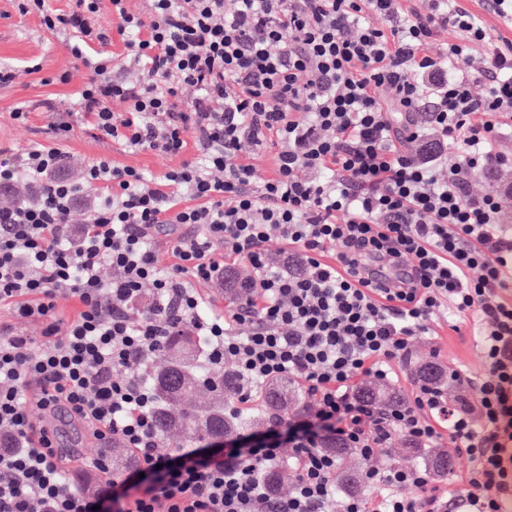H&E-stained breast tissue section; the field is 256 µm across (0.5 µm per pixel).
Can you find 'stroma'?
Returning a JSON list of instances; mask_svg holds the SVG:
<instances>
[{
  "label": "stroma",
  "mask_w": 512,
  "mask_h": 512,
  "mask_svg": "<svg viewBox=\"0 0 512 512\" xmlns=\"http://www.w3.org/2000/svg\"><path fill=\"white\" fill-rule=\"evenodd\" d=\"M68 40V33H52L42 27L38 16L20 14L12 0H0V65L17 73L13 84L0 86V168L12 167L24 149L48 143L49 126L60 122L72 126L68 136L58 143L64 154L60 174L71 180H80L85 167L101 157L152 175L180 166L182 159L178 156L162 157L95 138L85 121L76 115L74 95L86 71L69 54ZM65 71L71 75L70 82H59V75ZM21 105L32 110L31 121L25 127L14 125L10 119L11 112ZM429 327L430 334L413 338L408 362L396 366L394 377L384 381V388L409 397L418 381L416 369L427 361L444 370L457 364L480 370L482 354L470 334L449 330L448 320L443 316L430 322ZM71 427L81 438L75 450L78 461L73 467L74 487L80 490L88 484H107V476L92 466L99 455V445L87 438L80 422H72Z\"/></svg>",
  "instance_id": "35a3bbf8"
}]
</instances>
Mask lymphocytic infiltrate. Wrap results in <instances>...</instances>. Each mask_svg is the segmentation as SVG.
<instances>
[{
    "mask_svg": "<svg viewBox=\"0 0 512 512\" xmlns=\"http://www.w3.org/2000/svg\"><path fill=\"white\" fill-rule=\"evenodd\" d=\"M126 2L73 0L65 12L15 0L72 32L86 69L76 106L96 138L182 163L150 176L102 158L73 182L55 174L59 148L39 144L0 171V183L36 189L0 207V310L42 325L34 338L0 322V512H331L328 438L367 460L376 494H348L343 512H445L448 493L426 472L378 459L399 433L422 447L449 436L468 457L458 512H512V233L499 194L470 192L474 174L512 167L497 148L512 125V40L492 42L461 0H147L142 14ZM370 12L384 25L366 23ZM451 29L465 40L433 53ZM116 39L137 78H112L103 48ZM186 85L195 95L183 103ZM246 143L269 149L270 177L240 158ZM91 187L97 203L73 224ZM274 233L279 267L265 248ZM231 260L251 269L245 294L229 314L206 312L199 288ZM400 266L413 276L369 279ZM147 285L152 301L135 309ZM62 292L81 306L68 322L55 313ZM443 311L452 331L471 323L481 378L453 368L454 399L422 382L392 409L359 396L357 381L387 379ZM183 323L207 338L212 364L234 365L235 409L285 376L312 410L261 442L164 451L141 373ZM62 406L96 441H121L135 473L100 495L65 482L74 457L48 425ZM284 443L297 476L275 497L262 474Z\"/></svg>",
    "mask_w": 512,
    "mask_h": 512,
    "instance_id": "lymphocytic-infiltrate-1",
    "label": "lymphocytic infiltrate"
}]
</instances>
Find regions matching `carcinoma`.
<instances>
[{
	"label": "carcinoma",
	"instance_id": "1",
	"mask_svg": "<svg viewBox=\"0 0 512 512\" xmlns=\"http://www.w3.org/2000/svg\"><path fill=\"white\" fill-rule=\"evenodd\" d=\"M156 354L169 355L166 365L146 380L156 397L154 419L157 432L163 439L182 441L228 437L246 424H264L288 417V412L301 407L294 386L288 377L266 382L261 389V413L247 416L230 407L240 388L237 373L230 367L214 368L202 361L201 341L174 330L165 337ZM209 391L211 401L189 412L181 402L200 389ZM363 396L377 405L393 406L400 399L382 389L366 386Z\"/></svg>",
	"mask_w": 512,
	"mask_h": 512
}]
</instances>
